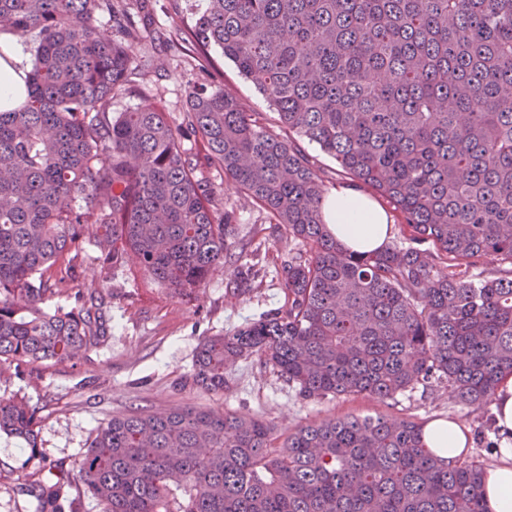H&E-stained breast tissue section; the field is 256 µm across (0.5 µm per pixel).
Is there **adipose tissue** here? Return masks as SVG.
<instances>
[{"label": "adipose tissue", "mask_w": 512, "mask_h": 512, "mask_svg": "<svg viewBox=\"0 0 512 512\" xmlns=\"http://www.w3.org/2000/svg\"><path fill=\"white\" fill-rule=\"evenodd\" d=\"M27 72L22 44L0 36V111L23 104ZM322 215L330 232L352 251L366 254L380 250L390 238L386 211L354 187L340 185L326 194ZM493 413L501 436V458L484 473L483 499L487 512H512V376L498 385ZM422 437L427 447L451 464L464 460L472 444L469 429L449 418L427 422Z\"/></svg>", "instance_id": "obj_1"}]
</instances>
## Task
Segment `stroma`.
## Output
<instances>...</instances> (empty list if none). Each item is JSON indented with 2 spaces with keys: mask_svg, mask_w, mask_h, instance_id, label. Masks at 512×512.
<instances>
[{
  "mask_svg": "<svg viewBox=\"0 0 512 512\" xmlns=\"http://www.w3.org/2000/svg\"><path fill=\"white\" fill-rule=\"evenodd\" d=\"M177 5L202 10L206 0H149L138 37L127 42L135 83L113 98V111L161 105L177 124L183 118L189 87L218 84L246 111L259 113L267 126H275L274 108L224 58L219 47L209 52L218 68L215 78L185 64L180 47L170 40ZM205 174L221 187L222 208L233 216L236 258L213 271L194 293L179 296L155 282L132 254H123L113 265L102 263L93 233H86L75 259L77 285L101 290L108 341L74 361H48L36 371L19 375L10 371L0 378V397L21 392L38 407L40 439L48 458L74 469L95 429L112 416L189 405L260 417L279 435L301 424L343 416L418 422L449 416L470 430V460L486 468L498 462V453L488 447L499 439L491 405L471 408L456 404L446 385L435 381L417 384L392 400L362 396L305 400L272 367L252 358L240 361L229 372L224 393H209L195 386L190 374L200 341L277 308L283 301L280 270L289 252L297 248L284 226L270 223L222 173L209 168ZM240 274L248 291L236 296L232 288ZM27 456L20 442L0 435V512H35L33 500L15 490L19 468Z\"/></svg>",
  "mask_w": 512,
  "mask_h": 512,
  "instance_id": "1",
  "label": "stroma"
}]
</instances>
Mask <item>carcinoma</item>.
Segmentation results:
<instances>
[{
    "label": "carcinoma",
    "instance_id": "obj_1",
    "mask_svg": "<svg viewBox=\"0 0 512 512\" xmlns=\"http://www.w3.org/2000/svg\"><path fill=\"white\" fill-rule=\"evenodd\" d=\"M136 32L122 0H0V34L36 43L25 102L0 111V367L106 342L101 292L53 308L76 275L45 277L91 226L104 263L128 248L179 295L232 255L192 137L306 247L282 266L278 309L199 343L195 384L222 392L227 369L257 356L304 399H393L434 379L460 405L486 404L512 375V0H207L179 15L189 65L221 48L283 135L222 86L188 90L179 126L158 105L112 111ZM301 140L388 199L410 244L361 255L336 241ZM421 427L346 416L278 438L260 418L176 406L113 416L76 469L103 512H486L483 466L448 464ZM39 432L37 406L0 398V433L34 467L18 491L65 512L73 478Z\"/></svg>",
    "mask_w": 512,
    "mask_h": 512
}]
</instances>
